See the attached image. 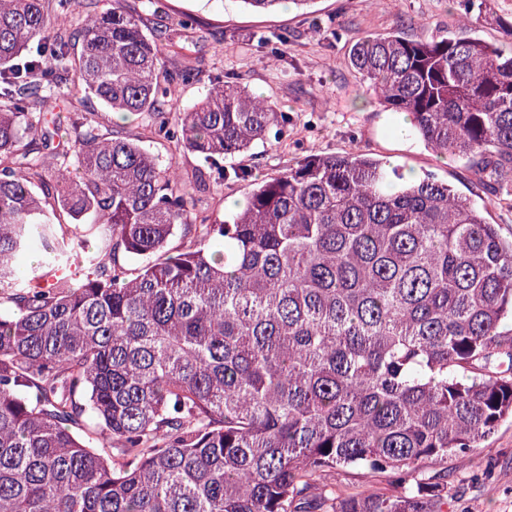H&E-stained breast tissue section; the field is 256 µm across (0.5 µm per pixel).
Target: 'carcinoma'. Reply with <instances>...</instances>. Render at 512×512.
Listing matches in <instances>:
<instances>
[{
	"label": "carcinoma",
	"instance_id": "obj_1",
	"mask_svg": "<svg viewBox=\"0 0 512 512\" xmlns=\"http://www.w3.org/2000/svg\"><path fill=\"white\" fill-rule=\"evenodd\" d=\"M125 2L0 0V512H448L447 472L424 465L512 420V237L485 217L512 203V15L495 16L506 46L393 29L348 57L416 139L470 165L483 203L309 153L220 219L95 113L57 133L47 102L67 83L146 112L206 164L205 192L288 127L234 76L181 105L201 73L166 68L168 31ZM446 2L464 26L489 0ZM345 468L394 493L336 495Z\"/></svg>",
	"mask_w": 512,
	"mask_h": 512
}]
</instances>
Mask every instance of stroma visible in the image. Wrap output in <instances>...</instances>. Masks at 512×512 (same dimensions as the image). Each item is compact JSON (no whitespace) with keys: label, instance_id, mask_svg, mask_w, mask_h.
I'll list each match as a JSON object with an SVG mask.
<instances>
[{"label":"stroma","instance_id":"1","mask_svg":"<svg viewBox=\"0 0 512 512\" xmlns=\"http://www.w3.org/2000/svg\"><path fill=\"white\" fill-rule=\"evenodd\" d=\"M126 6L152 27L193 19V30L173 32L167 42L168 67L195 62L208 79L237 74L249 91L288 113L287 131H272L266 143L242 156V163H254V179L314 151L358 150L434 173L465 194L484 197L458 158L436 154L414 138L401 142L393 132L396 113L367 92L348 63L351 46L367 35L397 27L416 37L447 28L443 0H315L313 9L323 20L316 30L301 11L253 12L234 0H126ZM282 33L289 35L288 45L278 42ZM65 100L63 89H55L50 112H93L102 127L119 125L134 137L148 123L147 115L124 119L93 99L70 109ZM441 467L448 472V512H512L511 421L499 427L489 447L475 449L466 460L449 456ZM487 470L492 480H481Z\"/></svg>","mask_w":512,"mask_h":512}]
</instances>
